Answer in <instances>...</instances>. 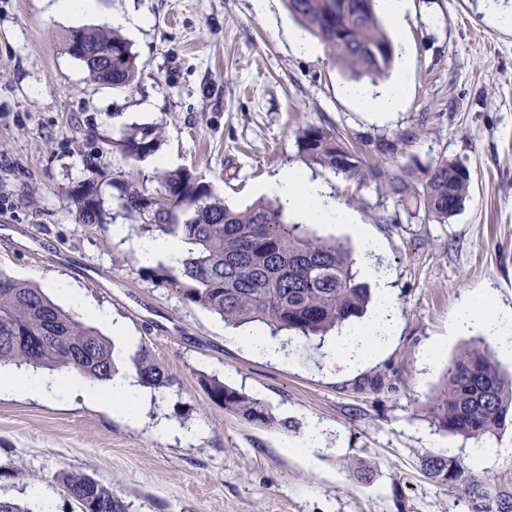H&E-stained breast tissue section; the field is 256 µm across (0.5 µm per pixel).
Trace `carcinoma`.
Masks as SVG:
<instances>
[{"label":"carcinoma","mask_w":512,"mask_h":512,"mask_svg":"<svg viewBox=\"0 0 512 512\" xmlns=\"http://www.w3.org/2000/svg\"><path fill=\"white\" fill-rule=\"evenodd\" d=\"M294 19L323 43L336 64L355 79L375 81L388 74L393 47L375 11L374 0H287ZM85 46L92 58L74 56L88 77L114 88L134 86L137 56L118 32L82 28L69 32L63 46ZM112 53V68L100 55ZM159 130L152 124L125 127L116 145L128 160L155 154ZM305 165L334 171L348 181L379 182L409 217L444 224L459 212L470 187L468 167L445 158L416 175L408 164L393 170L362 161L334 129L309 125L297 139ZM72 191L76 213L86 224L106 216L100 178ZM119 211L141 224L153 238L185 244L176 262L158 261L147 276L169 287L187 305L203 307L234 327L261 325L272 333L287 331L305 340L323 337L367 310L370 295L356 280L352 250L317 235L307 224L288 222L279 204L258 202L244 209L224 204L212 187L187 168L161 174L159 187L148 193L112 174ZM114 343L90 325L63 312L33 284L0 273V367L25 365L34 370L76 371L107 382L115 372ZM137 382L160 390L170 385L165 369L141 349L130 356ZM208 399L224 413L283 432L290 422L275 418L265 406L217 378L202 377ZM440 429L481 439L512 418V375L499 368L488 350L474 345L449 365L443 390L430 407ZM434 481L463 493L469 512H512V488L498 487L462 459L427 452L420 462ZM356 486L368 485L376 470L363 462L346 464ZM59 480L80 512H126L112 485L77 471L64 470Z\"/></svg>","instance_id":"carcinoma-1"}]
</instances>
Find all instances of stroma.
Listing matches in <instances>:
<instances>
[{"instance_id": "35a3bbf8", "label": "stroma", "mask_w": 512, "mask_h": 512, "mask_svg": "<svg viewBox=\"0 0 512 512\" xmlns=\"http://www.w3.org/2000/svg\"><path fill=\"white\" fill-rule=\"evenodd\" d=\"M54 0H0V271L42 289L57 281L125 325L171 378L142 418L113 414L111 395L0 394V498L38 512H79L58 481L75 470L112 484L128 512H467L458 490L428 478L424 453L470 458L480 474L512 484V421L482 439L439 430L429 408L446 369L479 328L457 330L456 310L488 296L512 306V0H414L404 28L407 96L376 114L346 98L351 84L323 45L294 51L299 25L284 0L255 15L250 0H94L87 13ZM141 12L127 33L138 56L134 88L92 82L62 50L70 30ZM157 125L156 155L135 162L114 147L124 124ZM309 124L334 127L385 169L422 170L440 158L468 166L463 208L447 223L407 218L377 182L357 185L305 168L296 141ZM395 140L376 152L379 137ZM196 171L242 208L270 178L306 170L379 242L364 262L386 272L397 306L391 344L350 372L334 365L332 338L278 334L282 355L252 350L240 329L181 302L137 258L148 240L104 186L105 223L86 224L69 194L93 169L158 187L159 157ZM126 224L124 240L111 228ZM436 348L428 359V348ZM215 376L259 399L289 432L247 423L212 404ZM176 426L158 435L159 420ZM322 427L314 465L297 451L310 422ZM363 460L374 482L354 486L346 464Z\"/></svg>"}]
</instances>
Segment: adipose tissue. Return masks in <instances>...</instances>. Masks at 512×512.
<instances>
[{"mask_svg": "<svg viewBox=\"0 0 512 512\" xmlns=\"http://www.w3.org/2000/svg\"><path fill=\"white\" fill-rule=\"evenodd\" d=\"M344 95L360 108L370 112L398 111L406 95L404 75H396L386 86L374 89L360 85L345 87ZM263 193L281 198L307 224H344L353 227L361 239L363 253L378 249L376 239L365 231L356 216L333 202L324 188L302 172L291 171L276 176L265 183ZM363 272L379 290V299L368 324L357 331L342 328L336 338L334 361L339 367L350 369L362 361L372 350L385 346L391 339L397 320V308L390 292L387 276L371 266ZM457 326H479L492 336L503 353H512V309L497 308L492 314L478 313L474 303L457 309L454 317ZM113 413L128 419H137L148 402L136 380L125 371H117L111 381Z\"/></svg>", "mask_w": 512, "mask_h": 512, "instance_id": "adipose-tissue-1", "label": "adipose tissue"}]
</instances>
